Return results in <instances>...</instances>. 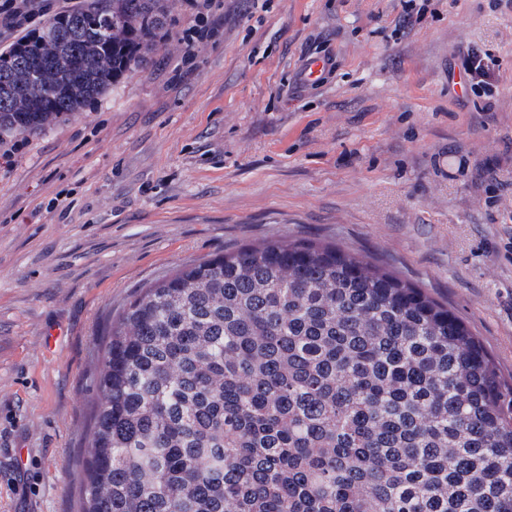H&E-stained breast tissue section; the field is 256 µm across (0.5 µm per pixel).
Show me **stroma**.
Returning a JSON list of instances; mask_svg holds the SVG:
<instances>
[{
    "instance_id": "stroma-1",
    "label": "stroma",
    "mask_w": 512,
    "mask_h": 512,
    "mask_svg": "<svg viewBox=\"0 0 512 512\" xmlns=\"http://www.w3.org/2000/svg\"><path fill=\"white\" fill-rule=\"evenodd\" d=\"M168 6L151 69L0 168V512H75L113 314L245 244L348 246L512 375V9L429 0L403 31L401 0H221L188 60ZM471 48L498 60L489 91L461 79Z\"/></svg>"
}]
</instances>
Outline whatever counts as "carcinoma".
I'll use <instances>...</instances> for the list:
<instances>
[{
	"mask_svg": "<svg viewBox=\"0 0 512 512\" xmlns=\"http://www.w3.org/2000/svg\"><path fill=\"white\" fill-rule=\"evenodd\" d=\"M166 0H90L0 52V136L155 63ZM79 512H512V379L448 306L278 240L145 287L98 348Z\"/></svg>",
	"mask_w": 512,
	"mask_h": 512,
	"instance_id": "carcinoma-1",
	"label": "carcinoma"
}]
</instances>
